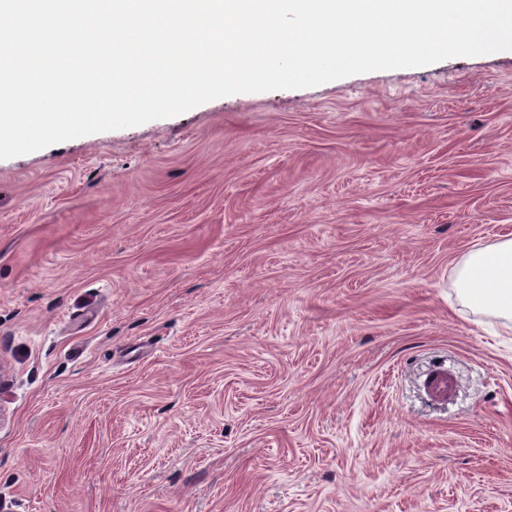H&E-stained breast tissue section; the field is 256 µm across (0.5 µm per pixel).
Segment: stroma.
<instances>
[{
    "label": "stroma",
    "mask_w": 512,
    "mask_h": 512,
    "mask_svg": "<svg viewBox=\"0 0 512 512\" xmlns=\"http://www.w3.org/2000/svg\"><path fill=\"white\" fill-rule=\"evenodd\" d=\"M506 236L511 50L0 160V512H512ZM459 298L470 308L512 321V239L471 250L455 270ZM424 388L432 400L443 403L456 397L459 384L450 371L439 370L427 376Z\"/></svg>",
    "instance_id": "1"
}]
</instances>
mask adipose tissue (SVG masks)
I'll use <instances>...</instances> for the list:
<instances>
[{
  "label": "adipose tissue",
  "mask_w": 512,
  "mask_h": 512,
  "mask_svg": "<svg viewBox=\"0 0 512 512\" xmlns=\"http://www.w3.org/2000/svg\"><path fill=\"white\" fill-rule=\"evenodd\" d=\"M455 284L470 308L512 321V239L468 252L455 270Z\"/></svg>",
  "instance_id": "ef3b65f1"
}]
</instances>
